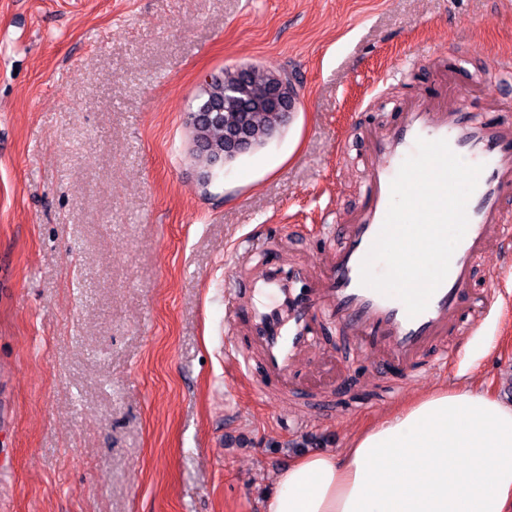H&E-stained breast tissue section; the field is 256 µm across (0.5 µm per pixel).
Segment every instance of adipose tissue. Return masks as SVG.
I'll return each mask as SVG.
<instances>
[{
	"label": "adipose tissue",
	"instance_id": "obj_1",
	"mask_svg": "<svg viewBox=\"0 0 512 512\" xmlns=\"http://www.w3.org/2000/svg\"><path fill=\"white\" fill-rule=\"evenodd\" d=\"M277 485L266 512H512V406L434 391Z\"/></svg>",
	"mask_w": 512,
	"mask_h": 512
}]
</instances>
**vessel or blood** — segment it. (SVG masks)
I'll return each mask as SVG.
<instances>
[{"instance_id": "1", "label": "vessel or blood", "mask_w": 512, "mask_h": 512, "mask_svg": "<svg viewBox=\"0 0 512 512\" xmlns=\"http://www.w3.org/2000/svg\"><path fill=\"white\" fill-rule=\"evenodd\" d=\"M447 140L465 162L482 165L467 203L468 228L449 273L425 311L409 317L403 302L360 282L361 263L376 240L390 204V185L417 139ZM370 204L352 224L327 225L341 245L327 277L315 281L302 263L266 261L251 271L225 301L228 323L247 319L244 340H232L227 355L257 391L278 387L319 343L330 326L355 331L375 360L389 358L404 384L421 374L425 356L460 328L467 303L463 288L475 260L494 245L512 251V212L501 200L512 187V126L477 119L464 99L453 104L419 102L400 124L380 135L370 151Z\"/></svg>"}]
</instances>
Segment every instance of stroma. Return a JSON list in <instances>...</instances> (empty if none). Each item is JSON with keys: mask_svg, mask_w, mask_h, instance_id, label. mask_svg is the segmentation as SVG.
<instances>
[{"mask_svg": "<svg viewBox=\"0 0 512 512\" xmlns=\"http://www.w3.org/2000/svg\"><path fill=\"white\" fill-rule=\"evenodd\" d=\"M512 0H0V512H264L281 455L333 452L442 385L512 405V262L459 368L394 383L343 330L296 382L315 410L228 381L242 243L325 277L365 208L370 140L463 92L512 123ZM288 71L291 124L202 184L184 117L232 64ZM298 246H289L290 237ZM501 268L489 280L486 268Z\"/></svg>", "mask_w": 512, "mask_h": 512, "instance_id": "obj_1", "label": "stroma"}]
</instances>
